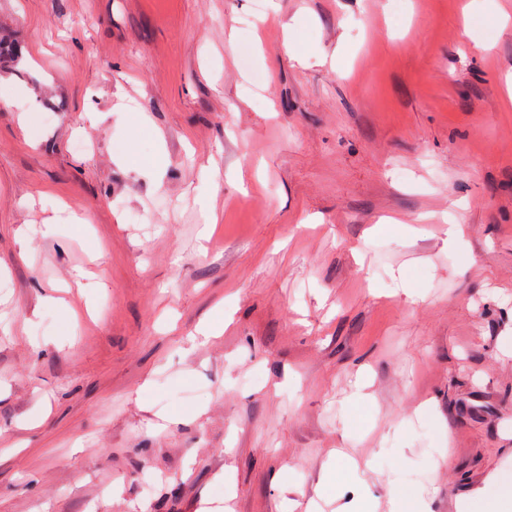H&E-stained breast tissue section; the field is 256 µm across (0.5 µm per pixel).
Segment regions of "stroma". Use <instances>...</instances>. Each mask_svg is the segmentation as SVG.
Segmentation results:
<instances>
[{
    "mask_svg": "<svg viewBox=\"0 0 512 512\" xmlns=\"http://www.w3.org/2000/svg\"><path fill=\"white\" fill-rule=\"evenodd\" d=\"M0 41V512L512 487V0H0Z\"/></svg>",
    "mask_w": 512,
    "mask_h": 512,
    "instance_id": "1",
    "label": "stroma"
}]
</instances>
